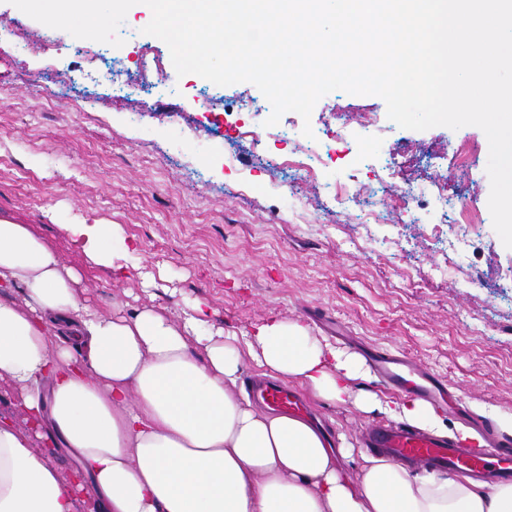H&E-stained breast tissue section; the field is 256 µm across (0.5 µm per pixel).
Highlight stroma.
<instances>
[{
    "instance_id": "35a3bbf8",
    "label": "stroma",
    "mask_w": 512,
    "mask_h": 512,
    "mask_svg": "<svg viewBox=\"0 0 512 512\" xmlns=\"http://www.w3.org/2000/svg\"><path fill=\"white\" fill-rule=\"evenodd\" d=\"M50 59L19 65L0 39V218L29 225L84 277L86 297L111 312L126 295L179 312L187 301L206 300L226 330L252 331L271 318L299 321L314 336L334 341L332 324L352 338L348 352L370 347L411 358L439 377L466 413L491 419L512 437V249L493 228L486 172L489 144L475 126L452 130L404 129L387 117L377 96L335 91L322 97L310 119L284 113L291 133L311 126L329 151V180L358 185L383 178L415 190L438 173L445 202L429 201L420 226L410 224H296L295 199L285 177L224 157L223 116L194 110L192 98L208 93L226 106L246 101L252 111L269 103L252 83H198L169 72L157 114L135 125V101L114 98L108 84L45 99L29 77L46 62L80 73L73 38L57 31ZM372 112L369 132L342 126L337 105ZM208 126L214 148L189 136ZM469 146L472 158L455 173L452 149ZM399 168H386L391 152ZM481 216L466 236L453 226L459 202ZM118 225L139 245L138 264L162 272L174 292L141 291L135 275L115 277L88 266L62 224ZM335 443L361 454V432L384 421L376 409L352 404L315 406Z\"/></svg>"
}]
</instances>
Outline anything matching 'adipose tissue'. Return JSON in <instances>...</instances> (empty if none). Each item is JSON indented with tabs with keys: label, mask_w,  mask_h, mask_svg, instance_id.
I'll return each mask as SVG.
<instances>
[{
	"label": "adipose tissue",
	"mask_w": 512,
	"mask_h": 512,
	"mask_svg": "<svg viewBox=\"0 0 512 512\" xmlns=\"http://www.w3.org/2000/svg\"><path fill=\"white\" fill-rule=\"evenodd\" d=\"M59 230L118 276L138 250L114 224ZM81 288L50 242L0 219V512H512V483L368 453L348 476L350 449L322 426L256 405L239 385L247 366L320 402L442 430L431 405L354 392L360 359L300 322L231 334L199 299L177 316L122 303L106 315Z\"/></svg>",
	"instance_id": "obj_1"
}]
</instances>
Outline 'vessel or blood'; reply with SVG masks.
<instances>
[{"label":"vessel or blood","instance_id":"b4317fda","mask_svg":"<svg viewBox=\"0 0 512 512\" xmlns=\"http://www.w3.org/2000/svg\"><path fill=\"white\" fill-rule=\"evenodd\" d=\"M366 358L383 386L392 392L428 400L447 391L439 378L414 361L403 362L378 349L367 351ZM255 393L275 410L300 417L308 411L307 404L282 383H265L257 386ZM480 438L481 446L474 447L416 427L374 425L366 432V446L420 468L473 475L491 483L512 481V440L498 437L494 424L487 420L481 423Z\"/></svg>","mask_w":512,"mask_h":512}]
</instances>
